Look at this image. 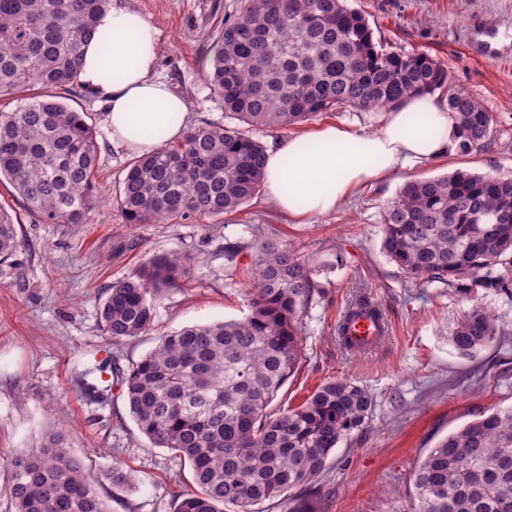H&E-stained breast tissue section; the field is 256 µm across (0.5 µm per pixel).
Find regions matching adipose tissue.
Masks as SVG:
<instances>
[{"label": "adipose tissue", "instance_id": "1", "mask_svg": "<svg viewBox=\"0 0 512 512\" xmlns=\"http://www.w3.org/2000/svg\"><path fill=\"white\" fill-rule=\"evenodd\" d=\"M99 30L112 37V66L104 68L99 40L90 38L80 77L104 97L113 143L149 152L157 145L147 135L153 127L163 129L167 140L182 138L188 107L155 74L158 30L125 6L105 13ZM459 136L446 107L433 96L418 95L391 109L377 133L324 124L270 147L264 196L289 216L327 214L358 187L441 157Z\"/></svg>", "mask_w": 512, "mask_h": 512}]
</instances>
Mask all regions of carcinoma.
I'll use <instances>...</instances> for the list:
<instances>
[{"label":"carcinoma","mask_w":512,"mask_h":512,"mask_svg":"<svg viewBox=\"0 0 512 512\" xmlns=\"http://www.w3.org/2000/svg\"><path fill=\"white\" fill-rule=\"evenodd\" d=\"M111 0H0V98L36 87L0 111V183L47 224H88L97 203L96 131L53 89L72 92L82 48ZM209 81L235 124L207 123L178 144L132 159L117 202L128 224L190 217L219 220L260 190L265 146L250 135L310 120L321 112H374L429 94L462 132L457 152L488 151L492 112L455 86L425 53L400 55L374 41L347 0H241L211 45ZM382 247L420 286L438 282L468 294L512 289V177L455 172L410 181L383 213ZM19 222L0 208V264L21 245ZM258 269L250 313L185 327L123 379L130 413L156 447L188 462L194 490L175 512H259L267 500L307 488L347 436L369 420L373 397L350 379L321 385L300 406L270 411L301 363L299 314L322 291L319 271L291 249L254 240ZM195 256H152L112 283L100 310L114 340L146 332L154 302L189 281ZM500 327L472 308L448 341L472 358ZM5 493L13 512H109L85 480L60 433L13 452ZM411 512H512V408L496 410L430 449L414 474Z\"/></svg>","instance_id":"1"}]
</instances>
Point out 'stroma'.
Wrapping results in <instances>:
<instances>
[{
    "mask_svg": "<svg viewBox=\"0 0 512 512\" xmlns=\"http://www.w3.org/2000/svg\"><path fill=\"white\" fill-rule=\"evenodd\" d=\"M139 11L160 32L156 73L190 104V127L226 123L206 80L213 33L240 0H112ZM369 23L376 43L403 55L424 52L441 61L458 88L495 117L492 150L457 152L402 170L359 189L336 211L307 223L280 214L256 194L222 223L189 218L175 224L125 223L116 204L133 152L113 145L102 95L79 86L70 106L96 126L97 209L88 224H41L25 212L10 185H0V208L16 214L20 248L0 265V512H11L3 489L6 459L63 434L89 482L111 512H174L192 488L187 466L155 447L129 412L120 379L160 337L185 327L239 320L249 312L247 289L257 267L252 246L262 236L293 247L326 284L300 313L302 361L279 391L274 412L303 403L326 381L347 377L373 396L367 424L336 448L315 483L316 512H402L414 495L413 476L430 448L463 425L512 407V295L480 288L463 295L432 283L406 287L382 249V215L411 180L467 171L512 176V0H348ZM493 28L498 58L467 46L474 24ZM386 111L328 112L304 124L257 131L264 145L333 122L377 131ZM239 247L234 270L224 245ZM187 251L196 262L187 288L164 294L141 336L112 340L100 321L109 286L156 254ZM364 285L387 317L388 339L368 353L346 350L336 321L355 285ZM498 320L502 332L480 355L460 358L444 337L472 307ZM112 364L108 403L93 400L84 383L95 367ZM133 478L130 488L106 479L114 465Z\"/></svg>",
    "mask_w": 512,
    "mask_h": 512,
    "instance_id": "stroma-1",
    "label": "stroma"
}]
</instances>
